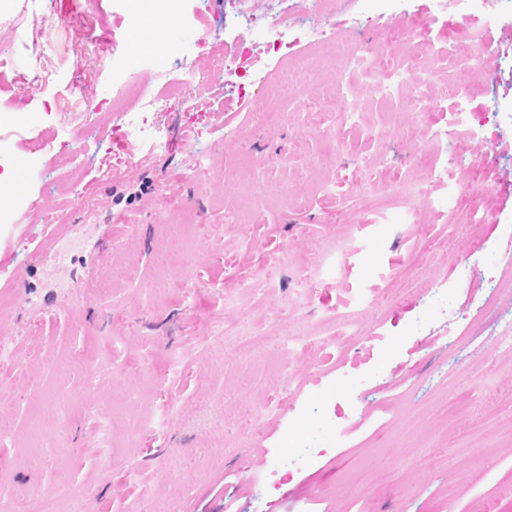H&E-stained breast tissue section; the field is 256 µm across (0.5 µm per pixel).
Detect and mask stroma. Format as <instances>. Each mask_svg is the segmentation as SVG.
Here are the masks:
<instances>
[{"label":"stroma","mask_w":512,"mask_h":512,"mask_svg":"<svg viewBox=\"0 0 512 512\" xmlns=\"http://www.w3.org/2000/svg\"><path fill=\"white\" fill-rule=\"evenodd\" d=\"M53 2L41 89L28 59L0 70V118L23 128L8 153L31 169L24 203L0 180V322L20 332L0 365V512L62 489L80 501L60 512H512V0H474L471 23L360 0L332 14L333 42L298 44L302 91L272 98L224 86L238 37L255 72L278 70L259 32L188 11L141 43L119 0ZM44 5L6 0L0 49ZM181 41L211 82L164 116L167 154L133 141L137 166L101 177L111 61L159 88ZM469 43L476 61L449 55ZM363 47L407 83L363 92ZM81 87L101 110L83 113ZM161 251L189 268L160 269ZM95 275L115 276L109 296L86 293ZM88 356L95 381L56 369ZM309 445L321 455L267 484Z\"/></svg>","instance_id":"1"}]
</instances>
